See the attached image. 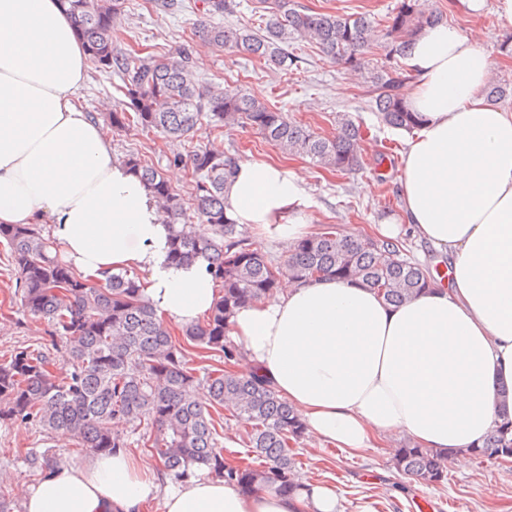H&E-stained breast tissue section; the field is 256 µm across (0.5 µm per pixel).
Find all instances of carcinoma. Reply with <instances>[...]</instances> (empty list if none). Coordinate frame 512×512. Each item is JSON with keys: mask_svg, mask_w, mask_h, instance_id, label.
I'll use <instances>...</instances> for the list:
<instances>
[{"mask_svg": "<svg viewBox=\"0 0 512 512\" xmlns=\"http://www.w3.org/2000/svg\"><path fill=\"white\" fill-rule=\"evenodd\" d=\"M201 2L205 20L196 33L216 48L286 70L289 55L284 45L300 38L348 70L365 67L372 37L367 13L315 12L296 0H252L258 23L253 30L214 22L234 12L235 0ZM124 4L125 0H62L94 66L122 81L123 99L110 114L112 127L155 131L191 143L207 117L224 126L249 127L266 142L306 156L330 172L351 174L363 167L364 131L347 114L337 116L335 135L322 137L241 90L201 86L187 51L115 53L116 22ZM443 20L442 13L426 9L421 0H400L388 17L379 43L383 61L371 76L380 123L408 133L422 126V115L403 95L409 79L406 59L425 28ZM170 162L191 170L189 197L194 214L208 226L203 235L189 224L183 196L160 170L137 153L125 159L171 224V261L208 262L220 288L213 309L186 326L178 340L144 299L137 278L124 272L103 282L83 279L52 256L50 241L36 225L1 224L0 240L10 251L20 305L27 315L46 322L52 337L65 341L68 369L61 376L52 374L48 353L30 347H17L1 358L0 421L66 431L93 455L130 447L127 438L112 431L113 421H123L137 431L140 446L172 480L186 479L206 467L246 494L291 495L304 487L292 449L305 435L301 415L257 375L240 377L221 368L191 367L190 351L227 361L240 353L226 340L230 317L245 305L274 297L284 276L303 282L325 276L357 281L389 303L416 296L436 279L429 268L405 258L397 240L358 238L330 229L298 238L283 260H273L256 245L252 228L236 223L224 210V185L239 162L236 155L194 146ZM221 409L247 424L246 446L259 465H234L218 449L213 413ZM473 454L487 459L512 455L509 413H503ZM392 465L420 485L448 482V454L441 450L406 442L394 450Z\"/></svg>", "mask_w": 512, "mask_h": 512, "instance_id": "cac0c4a2", "label": "carcinoma"}]
</instances>
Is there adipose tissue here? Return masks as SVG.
<instances>
[{
  "label": "adipose tissue",
  "mask_w": 512,
  "mask_h": 512,
  "mask_svg": "<svg viewBox=\"0 0 512 512\" xmlns=\"http://www.w3.org/2000/svg\"><path fill=\"white\" fill-rule=\"evenodd\" d=\"M406 98L424 125L408 140L400 181L415 235L444 251L447 287L389 304L370 288L325 278L284 282L239 309L231 334L244 362L322 441L351 453L400 435L448 450L465 466L512 409V109L480 94L491 61L440 23L415 41ZM91 62L61 0H0V224H48L79 274L141 272L164 320L189 325L216 293L205 260L175 265L170 231L148 187L112 155L78 93ZM237 223L288 243L303 235L305 180L261 160L240 162L224 188ZM336 512L333 489L245 495L199 471L179 482L127 453L45 472L25 512Z\"/></svg>",
  "instance_id": "1"
}]
</instances>
